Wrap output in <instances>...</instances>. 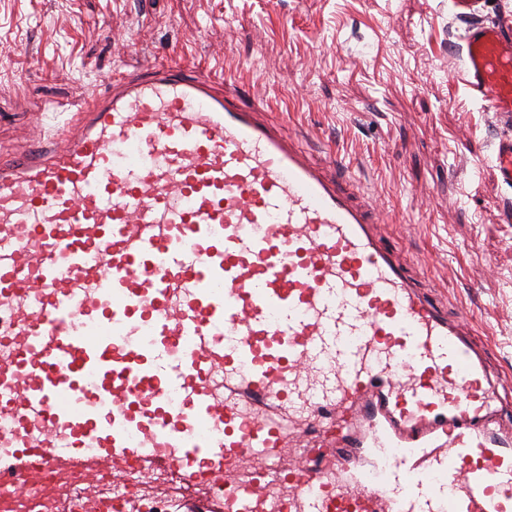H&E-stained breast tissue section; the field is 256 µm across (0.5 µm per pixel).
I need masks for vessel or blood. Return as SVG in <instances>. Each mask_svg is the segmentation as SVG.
I'll use <instances>...</instances> for the list:
<instances>
[{"label":"vessel or blood","instance_id":"b4317fda","mask_svg":"<svg viewBox=\"0 0 512 512\" xmlns=\"http://www.w3.org/2000/svg\"><path fill=\"white\" fill-rule=\"evenodd\" d=\"M484 6L451 0L511 191L512 18L486 23ZM379 221L341 161L240 87L178 63L107 80L0 159V488L60 507L78 477L101 512V477L132 455L113 415L176 379L223 424L225 474L253 460L264 476L228 487L226 512H512V408L469 315ZM146 325L190 350L116 357L111 337Z\"/></svg>","mask_w":512,"mask_h":512}]
</instances>
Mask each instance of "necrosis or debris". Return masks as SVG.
<instances>
[{
	"label": "necrosis or debris",
	"instance_id": "obj_1",
	"mask_svg": "<svg viewBox=\"0 0 512 512\" xmlns=\"http://www.w3.org/2000/svg\"><path fill=\"white\" fill-rule=\"evenodd\" d=\"M164 406H156L153 400L136 401L125 418L126 440L130 448H139L147 431L158 432L159 437L149 454L159 459L160 465L145 471L139 460H132L125 474L120 478L104 476L98 493L112 512H187L188 502L194 498H204V512H225L224 507V468L221 464L206 457H196L191 461L193 470L199 472V479H188L182 470L173 468V461L182 459L181 442L166 438L169 430L190 432L198 442L223 439L224 428L196 417L191 403L180 384L169 385L164 391ZM167 487L169 495L160 500L147 494L145 480Z\"/></svg>",
	"mask_w": 512,
	"mask_h": 512
}]
</instances>
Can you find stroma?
Returning a JSON list of instances; mask_svg holds the SVG:
<instances>
[{"label":"stroma","mask_w":512,"mask_h":512,"mask_svg":"<svg viewBox=\"0 0 512 512\" xmlns=\"http://www.w3.org/2000/svg\"><path fill=\"white\" fill-rule=\"evenodd\" d=\"M463 36L449 0H0V155L120 72L173 61L245 86L342 160L381 234L512 380V191L492 165L501 128L464 84Z\"/></svg>","instance_id":"obj_1"}]
</instances>
